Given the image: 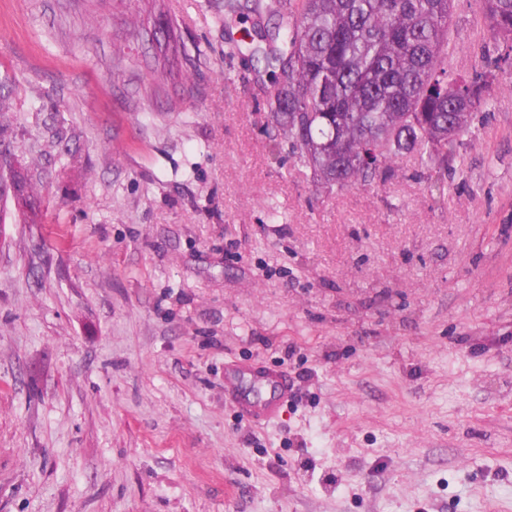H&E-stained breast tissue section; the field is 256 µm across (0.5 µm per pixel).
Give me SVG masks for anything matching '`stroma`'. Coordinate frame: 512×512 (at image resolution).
Instances as JSON below:
<instances>
[{"mask_svg":"<svg viewBox=\"0 0 512 512\" xmlns=\"http://www.w3.org/2000/svg\"><path fill=\"white\" fill-rule=\"evenodd\" d=\"M453 68L496 40L456 0ZM224 0H0L45 190L0 236V512H512V61L444 192L317 185ZM260 359L297 393L224 400ZM249 375L254 384L264 387V393L251 396L239 390V383ZM293 385L284 372L263 367L227 368L224 372V398L232 403L248 420L258 424L273 422L284 403L292 395Z\"/></svg>","mask_w":512,"mask_h":512,"instance_id":"35a3bbf8","label":"stroma"}]
</instances>
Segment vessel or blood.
Instances as JSON below:
<instances>
[{
    "label": "vessel or blood",
    "instance_id": "1",
    "mask_svg": "<svg viewBox=\"0 0 512 512\" xmlns=\"http://www.w3.org/2000/svg\"><path fill=\"white\" fill-rule=\"evenodd\" d=\"M293 392L286 373L254 367H231L224 372V397L248 420L273 422Z\"/></svg>",
    "mask_w": 512,
    "mask_h": 512
}]
</instances>
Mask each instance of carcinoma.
Masks as SVG:
<instances>
[{"instance_id":"obj_1","label":"carcinoma","mask_w":512,"mask_h":512,"mask_svg":"<svg viewBox=\"0 0 512 512\" xmlns=\"http://www.w3.org/2000/svg\"><path fill=\"white\" fill-rule=\"evenodd\" d=\"M455 0H255L281 24L255 45L271 72L267 121L315 182L343 191L384 182L403 153L427 178L486 103L491 71L450 77ZM512 58V0H474ZM29 202L40 183L8 168Z\"/></svg>"}]
</instances>
